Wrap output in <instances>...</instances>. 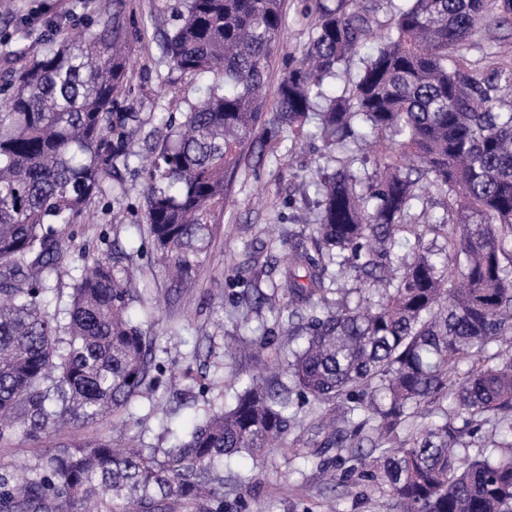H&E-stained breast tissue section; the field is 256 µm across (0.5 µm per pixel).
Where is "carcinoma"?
<instances>
[{"label": "carcinoma", "instance_id": "1", "mask_svg": "<svg viewBox=\"0 0 512 512\" xmlns=\"http://www.w3.org/2000/svg\"><path fill=\"white\" fill-rule=\"evenodd\" d=\"M391 15L377 54L341 94L339 66L378 24L359 0L319 4L311 40L288 65L265 132L306 134L338 150L362 132L388 137L363 177L337 170L312 182L321 195L313 248L288 250L280 288L303 321L286 360L289 383L250 377L231 404L185 431L160 424L166 448L112 446L101 428L156 391L152 340L133 320L141 299L119 256L101 255L71 275L67 322L49 307L62 241L131 166L134 114L114 112L128 82L121 11L112 26L62 41L1 87L0 447L17 436L41 448L23 468L0 463V512H224L234 456L276 450L314 461L345 448L395 512H512V357L495 347L512 333V97L479 79L451 50L512 0H408ZM283 25L281 0H181L160 49L172 70L220 77L137 169L142 220L174 282L191 278L216 241L211 212L263 112L268 61ZM444 197L456 221L429 225L447 250L395 258L396 236L420 193ZM349 270L372 284L355 305L333 285ZM303 397L332 412L313 446L288 440ZM437 417L413 427L418 413ZM505 435L491 451L461 454L481 417ZM375 459L360 456L363 441Z\"/></svg>", "mask_w": 512, "mask_h": 512}]
</instances>
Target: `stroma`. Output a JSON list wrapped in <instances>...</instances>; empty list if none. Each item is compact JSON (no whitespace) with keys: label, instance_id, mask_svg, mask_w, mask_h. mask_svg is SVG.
<instances>
[{"label":"stroma","instance_id":"obj_1","mask_svg":"<svg viewBox=\"0 0 512 512\" xmlns=\"http://www.w3.org/2000/svg\"><path fill=\"white\" fill-rule=\"evenodd\" d=\"M178 4L179 0H125L129 79L115 109L137 117L127 149L139 164L147 159V134L158 126L156 113L181 119L190 105L205 98L211 82L207 76L170 72L160 52L159 40L173 27ZM283 14V49L271 57L267 69L270 106L288 70L289 55H301L311 38L316 4L283 0ZM111 18L112 0H0V84L63 39L101 30ZM455 57L487 78L512 70V20L490 19L458 46ZM263 130V125H256L244 143L224 205L211 217L218 226L216 241L184 286L173 287L155 261L147 234L137 227L143 199L141 182L134 177H126L124 183V223L112 224L111 204L97 201L92 205L93 223L76 225L66 241L60 263L67 269L81 267L107 250L127 253L129 273L142 293L132 315L153 337L155 362L164 371L156 392L132 403L128 422L112 429L116 445L137 437L147 447H167L151 408L171 410L176 421L189 422L208 407L232 402L239 380L287 352L288 322L272 313L273 307H285L286 298L277 297L272 307H256L245 302L243 294L254 287L272 294L281 280L280 261L288 254L289 242L310 237L319 198L308 182L318 172L331 173L341 165L369 173L378 159L364 141L338 155L321 141L289 134L267 142ZM426 206L425 215L398 233L397 255L410 254L420 242L444 246V239L427 226L428 218L444 213V200L434 195ZM262 322L276 336L278 353L267 351L259 359L247 351L225 356L227 339H252ZM218 377L223 385L213 386ZM230 469L254 475L247 495L267 503L270 512H387L386 497L370 483L328 484L314 464L288 459L278 451L255 460L233 458Z\"/></svg>","mask_w":512,"mask_h":512}]
</instances>
